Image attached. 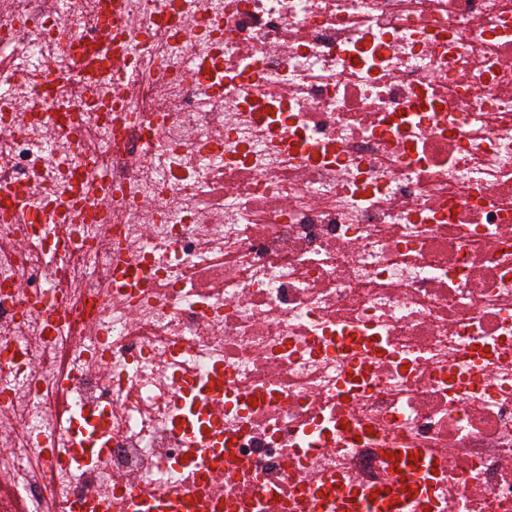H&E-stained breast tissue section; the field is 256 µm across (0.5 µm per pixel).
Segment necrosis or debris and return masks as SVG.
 Masks as SVG:
<instances>
[{"label":"necrosis or debris","mask_w":512,"mask_h":512,"mask_svg":"<svg viewBox=\"0 0 512 512\" xmlns=\"http://www.w3.org/2000/svg\"><path fill=\"white\" fill-rule=\"evenodd\" d=\"M101 9L0 0V184L115 197L0 203V512H512V0ZM66 42L69 47L80 46L83 48L80 52V69L85 75L80 76V85L87 87L94 84L96 77L99 74L102 76L103 72L112 74V65L113 70L120 74L125 85H132L138 80L139 69L135 60L130 58L135 52L132 47L126 53H114L112 59V15L105 18L98 27V42L105 49L103 52H99V55L104 59L103 62L96 55L92 60L86 56L84 39L72 35L66 38ZM96 185L97 189H93L87 206L94 212H100L112 207V183L106 177H101Z\"/></svg>","instance_id":"1"}]
</instances>
